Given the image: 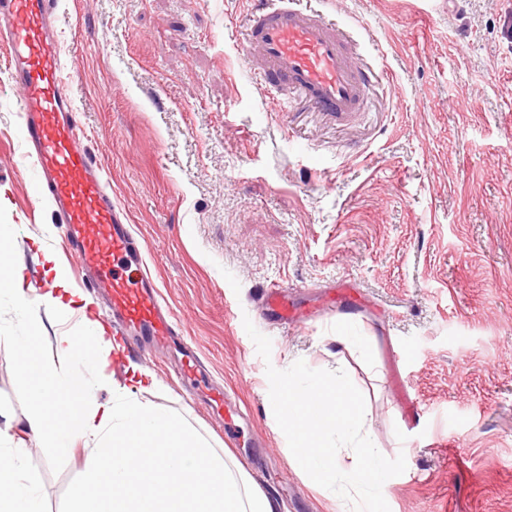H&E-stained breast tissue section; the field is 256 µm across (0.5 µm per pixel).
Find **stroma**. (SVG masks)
<instances>
[{
    "label": "stroma",
    "instance_id": "obj_1",
    "mask_svg": "<svg viewBox=\"0 0 512 512\" xmlns=\"http://www.w3.org/2000/svg\"><path fill=\"white\" fill-rule=\"evenodd\" d=\"M302 2L336 16L377 73L366 111H281L240 51L253 0H59L79 126L182 336L240 415L223 425L154 351L126 359L154 388L105 370L98 397L126 389L182 417L280 512H342L291 464L265 373L339 362L378 450L406 458L384 492L390 512H512V0ZM17 96L0 45V255L23 263L35 301L55 269L76 279L51 206L36 201ZM272 286L306 322L266 315ZM343 287L351 299L325 306ZM88 298L86 312L30 313L0 293V428L44 512H67L86 454L56 456L20 429L32 406L9 344L38 315L42 358L70 370L60 337L106 316L105 290ZM345 319L371 334L369 354L337 342Z\"/></svg>",
    "mask_w": 512,
    "mask_h": 512
}]
</instances>
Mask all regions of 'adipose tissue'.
Masks as SVG:
<instances>
[{
    "label": "adipose tissue",
    "instance_id": "ef3b65f1",
    "mask_svg": "<svg viewBox=\"0 0 512 512\" xmlns=\"http://www.w3.org/2000/svg\"><path fill=\"white\" fill-rule=\"evenodd\" d=\"M40 319L25 323L14 344L19 375L33 405L24 427L66 454L74 441L88 446L82 480L70 494L69 512H278L268 495L255 488L247 472L176 415L130 398L99 402L98 380L88 371L98 336H67L60 353L73 360L55 373L36 355ZM0 512H42L35 476L18 455L0 452Z\"/></svg>",
    "mask_w": 512,
    "mask_h": 512
}]
</instances>
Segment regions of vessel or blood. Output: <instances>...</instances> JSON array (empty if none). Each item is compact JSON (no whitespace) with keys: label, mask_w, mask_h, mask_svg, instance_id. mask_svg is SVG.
<instances>
[{"label":"vessel or blood","mask_w":512,"mask_h":512,"mask_svg":"<svg viewBox=\"0 0 512 512\" xmlns=\"http://www.w3.org/2000/svg\"><path fill=\"white\" fill-rule=\"evenodd\" d=\"M56 0H0V43L19 92L21 130L38 186L64 225L66 254L83 288L105 287L112 320L123 335L115 362L132 348L173 344L179 334L143 250L112 200L103 168L93 158L62 74ZM242 50L258 66L257 80L280 103L297 95L317 112H361L372 72L363 67L335 21L297 0H256ZM136 268L137 279L124 277ZM267 306L280 321L296 313L279 289Z\"/></svg>","instance_id":"1"}]
</instances>
